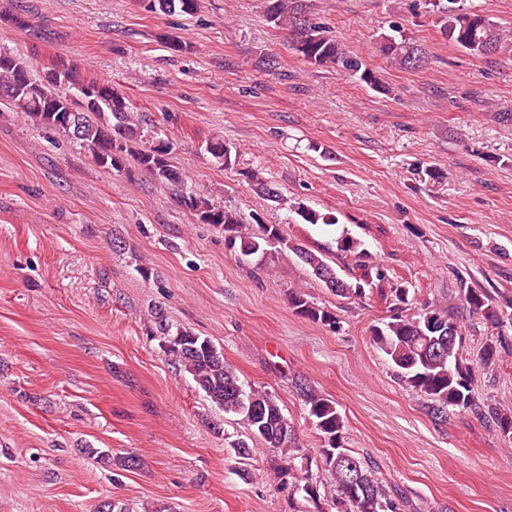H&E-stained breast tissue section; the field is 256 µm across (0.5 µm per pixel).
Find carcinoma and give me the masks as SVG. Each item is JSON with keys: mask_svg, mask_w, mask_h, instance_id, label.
I'll return each instance as SVG.
<instances>
[{"mask_svg": "<svg viewBox=\"0 0 512 512\" xmlns=\"http://www.w3.org/2000/svg\"><path fill=\"white\" fill-rule=\"evenodd\" d=\"M429 4L443 39L464 52L491 57L512 47L511 30L487 16L484 23H474L472 16L479 10L465 6L462 0H429ZM147 9L193 14L198 0H147ZM265 13L274 27L288 31V49L304 62L335 69L347 77L358 75L371 86H379L374 73L319 21L310 0H266ZM378 51L398 69L416 70L429 62L426 48L398 27L381 37ZM1 103L23 113L34 125L56 132L63 126L62 119L70 117L78 129L76 144L89 151L97 165L118 173L132 166L149 175L169 189L200 223L223 231L224 242L244 264L262 267L292 257L329 293L346 300L362 298L363 284L386 278L382 267L362 261L366 252L357 239L343 236L337 241L339 251L360 258L358 273L348 280L329 263V251L311 249L288 236L282 224L250 221L189 185V178L171 163L170 142L147 138L130 101L109 82L85 80L63 64L37 78L19 58L0 52ZM207 150L222 165L232 164L233 147L224 141L212 139ZM250 181L263 199L281 204L282 192L275 182L258 171L250 175ZM292 209L308 224H337L336 216L317 212L302 202L294 203ZM390 291L389 315L369 333L371 344L384 355L397 379L420 397L435 424L447 421L451 413L470 412L512 439V410L480 402L474 390L475 369L491 368L504 350L507 331L512 330V314L505 308L512 309V300L503 307L487 290L469 287L463 281L454 306L435 301L418 307L410 298V288L402 284ZM288 304L297 315L314 323L333 329L340 324L331 308L314 302L301 290L288 293ZM155 319L164 353L192 377L217 409L238 417L244 439L233 445L237 457L249 460L256 451L254 445L262 446L281 459L273 473L275 488L289 484L317 501L319 487L309 469L296 464L294 423L283 413L276 395L242 381L211 340L184 327H173L159 310ZM478 322L490 328V338L472 359L464 353L462 336L476 331ZM295 386L307 418L320 436V467L334 481L336 512H413L408 498L386 482L369 453L345 446V422L336 402L308 383L297 380Z\"/></svg>", "mask_w": 512, "mask_h": 512, "instance_id": "obj_1", "label": "carcinoma"}]
</instances>
